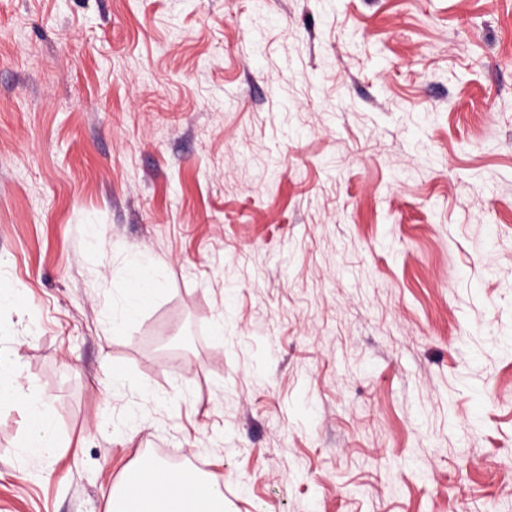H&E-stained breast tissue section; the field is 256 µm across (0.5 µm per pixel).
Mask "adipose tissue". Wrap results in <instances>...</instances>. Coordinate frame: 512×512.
<instances>
[{"mask_svg":"<svg viewBox=\"0 0 512 512\" xmlns=\"http://www.w3.org/2000/svg\"><path fill=\"white\" fill-rule=\"evenodd\" d=\"M162 265L149 257L130 261L125 274L120 303L112 311L113 328L134 321L160 291ZM0 401L18 402L30 424V433L21 444L23 453L49 457L56 450L53 419L49 402L33 392L22 391L16 384V367L0 362ZM219 480L204 479L190 470L151 461L148 482L142 499L128 498L123 491L112 494V512H224V498Z\"/></svg>","mask_w":512,"mask_h":512,"instance_id":"adipose-tissue-1","label":"adipose tissue"}]
</instances>
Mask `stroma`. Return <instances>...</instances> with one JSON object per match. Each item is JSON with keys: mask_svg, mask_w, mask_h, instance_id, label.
Listing matches in <instances>:
<instances>
[{"mask_svg": "<svg viewBox=\"0 0 512 512\" xmlns=\"http://www.w3.org/2000/svg\"><path fill=\"white\" fill-rule=\"evenodd\" d=\"M0 281V512H512V0H0ZM162 265L149 257H136L127 266L120 303L112 310V328L134 321L160 291ZM16 365L0 361V401L18 402L30 424V434L20 444L22 452L32 457H50L55 453L53 419L49 402L32 391L16 385ZM148 482L145 476H131L126 484L128 498L123 484L112 493V504L108 512H223L224 498L218 492L219 479H204L190 470L169 466L158 460H151ZM142 501L138 499L143 491ZM146 508V509H144Z\"/></svg>", "mask_w": 512, "mask_h": 512, "instance_id": "stroma-1", "label": "stroma"}]
</instances>
